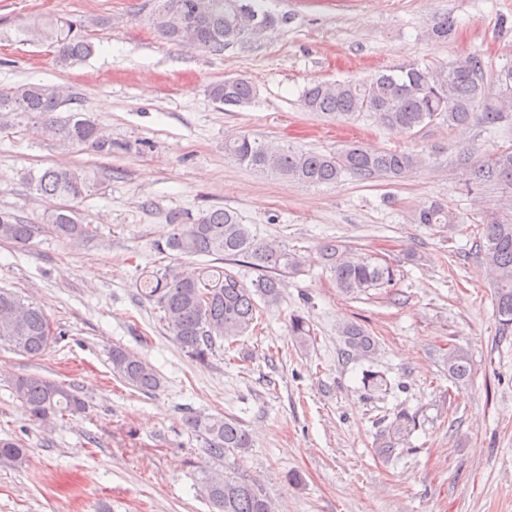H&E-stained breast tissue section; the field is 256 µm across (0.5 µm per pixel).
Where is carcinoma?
Returning <instances> with one entry per match:
<instances>
[{
	"mask_svg": "<svg viewBox=\"0 0 512 512\" xmlns=\"http://www.w3.org/2000/svg\"><path fill=\"white\" fill-rule=\"evenodd\" d=\"M155 32L166 42L213 55L250 43L276 31L286 18L265 10L260 0H154L148 17ZM105 23L90 19L76 27L69 20L37 21L27 26L32 41L53 50L56 63L66 65L94 52L88 29ZM454 24L446 18L436 21L428 35L446 41ZM211 99L227 107L251 104L257 87L243 77L226 78L210 84ZM76 100L64 85L24 83L0 89V116L15 119L37 116L44 131L67 143L98 155L112 154V141L98 126L77 112L59 124L53 113ZM303 107L316 114L339 120L366 116L378 126L395 133H408L437 119L452 129L480 126L497 128L512 110V66L488 77L487 65L479 52L458 57L446 65L404 66L355 81L313 82L302 94ZM224 156L261 173L290 182L318 186L335 184L345 173L363 180L385 177L400 179L421 168L426 158L413 152L372 149L350 143L333 153H320L253 138L229 131L224 137ZM471 183L512 189V149L496 152L486 161L474 163ZM42 197L77 201L90 190L93 178L83 168L48 167L30 178ZM57 235L83 240L93 233L73 208L61 207L46 217ZM412 223L449 228L459 223L448 207L432 201L416 209ZM479 250L482 264L492 276L494 301L502 334L512 332V219L482 218ZM172 232L167 249L181 255L212 256L223 266L200 270L164 267L136 282L140 296L162 312L161 319L173 339L190 357L205 362L217 341H235L256 319L257 300L272 306L281 297V274L298 269L303 257L284 245L259 241L238 214L224 208L203 211L192 222L171 217ZM41 232L38 224H27L9 212H0V241L28 244ZM318 254L333 274L336 288L345 295H359L370 288L391 285L390 267L374 264L341 250L334 240L318 247ZM243 265L257 273L251 284L228 269ZM290 336L299 343L311 339L307 323L295 318ZM342 334L351 355L367 356L375 341L356 324L344 326ZM54 330L44 308L0 289V343L26 357L41 355L54 340ZM112 371L129 386L143 392L158 388L155 370L138 354L122 347L111 352ZM448 374L457 381L471 375L468 353L460 348L448 352ZM13 389L35 421L81 414L84 399L73 389L34 375L13 379ZM189 427L204 436L208 456L218 462L253 446L251 434L233 418L191 417ZM411 431L409 418L398 415L390 423L391 439L382 451H394V439ZM26 448L15 439L0 440V460L20 463ZM204 493L213 512H273L272 502L256 480L236 470L207 472Z\"/></svg>",
	"mask_w": 512,
	"mask_h": 512,
	"instance_id": "cac0c4a2",
	"label": "carcinoma"
}]
</instances>
